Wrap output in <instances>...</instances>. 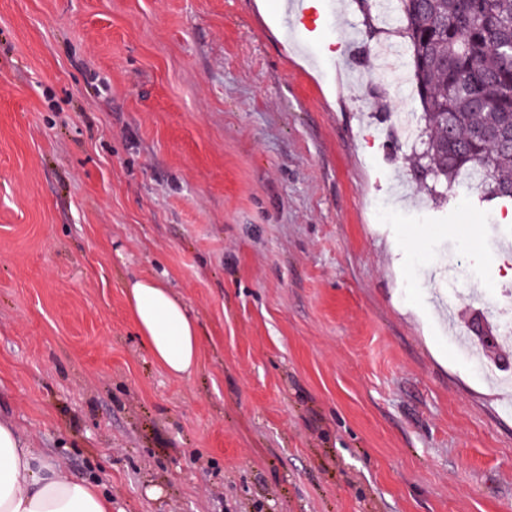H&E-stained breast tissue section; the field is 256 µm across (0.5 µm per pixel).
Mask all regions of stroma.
I'll use <instances>...</instances> for the list:
<instances>
[{"label": "stroma", "mask_w": 512, "mask_h": 512, "mask_svg": "<svg viewBox=\"0 0 512 512\" xmlns=\"http://www.w3.org/2000/svg\"><path fill=\"white\" fill-rule=\"evenodd\" d=\"M310 2L312 41L282 0H0V416L112 512H512V202L420 183L401 21ZM131 318L154 360L180 377L194 372L199 359L197 319L163 280L141 277L126 283Z\"/></svg>", "instance_id": "stroma-1"}]
</instances>
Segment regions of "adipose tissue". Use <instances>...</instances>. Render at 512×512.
Returning a JSON list of instances; mask_svg holds the SVG:
<instances>
[{
	"label": "adipose tissue",
	"instance_id": "adipose-tissue-1",
	"mask_svg": "<svg viewBox=\"0 0 512 512\" xmlns=\"http://www.w3.org/2000/svg\"><path fill=\"white\" fill-rule=\"evenodd\" d=\"M125 288L131 318L154 360L172 375L192 374L199 333L186 304L158 278H137ZM0 512H112V499L28 447L5 418L0 420Z\"/></svg>",
	"mask_w": 512,
	"mask_h": 512
}]
</instances>
